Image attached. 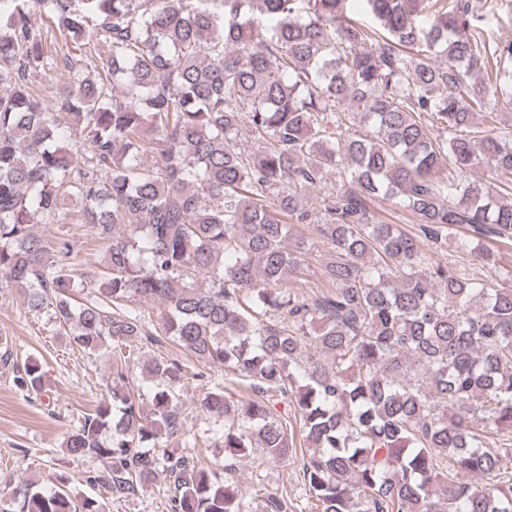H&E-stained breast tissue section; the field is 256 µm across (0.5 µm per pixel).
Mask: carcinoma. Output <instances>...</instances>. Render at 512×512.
Masks as SVG:
<instances>
[{"mask_svg": "<svg viewBox=\"0 0 512 512\" xmlns=\"http://www.w3.org/2000/svg\"><path fill=\"white\" fill-rule=\"evenodd\" d=\"M194 2L11 0L0 12V275L78 347L112 357V387L63 447L107 462L114 496L169 474L173 512H288L287 497L235 480L257 451L301 455L318 512H512V479L499 478L512 448L485 441L512 435V272L503 286L424 250L448 248L453 228L465 229L454 251L487 261L482 239L512 245V119L487 111L512 98V39H477L470 0H432L430 20L416 0H363L371 30L350 21L349 0ZM91 42L107 48L97 76L61 82ZM32 76L55 88L52 104ZM65 126L74 149L60 145ZM480 166L493 182L470 178ZM330 171L316 213L302 192ZM380 197L414 231L373 221ZM41 224L95 229L107 273L84 302ZM297 224L330 252L315 297L285 288L311 252ZM148 302L197 362L291 400L308 452L268 400H235L219 378L200 407L224 473L167 451L197 443L181 418L186 371L145 364L157 383L146 409L121 359L144 335L134 304ZM17 384L42 390L37 360ZM0 512L99 510L60 478L19 482Z\"/></svg>", "mask_w": 512, "mask_h": 512, "instance_id": "obj_1", "label": "carcinoma"}]
</instances>
